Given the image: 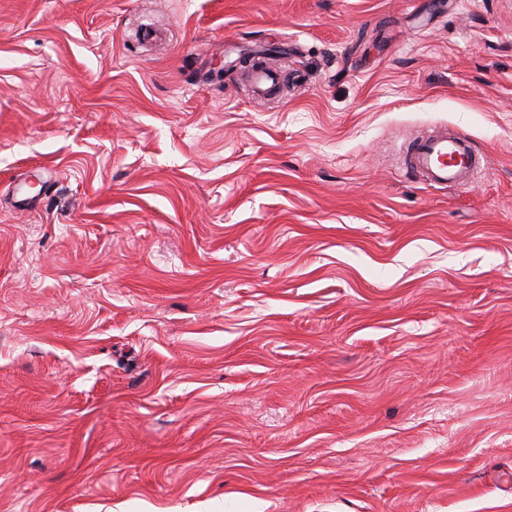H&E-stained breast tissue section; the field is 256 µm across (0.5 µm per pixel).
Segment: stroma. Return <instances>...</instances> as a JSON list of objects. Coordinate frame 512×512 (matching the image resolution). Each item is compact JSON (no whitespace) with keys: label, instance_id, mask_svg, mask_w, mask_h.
Listing matches in <instances>:
<instances>
[{"label":"stroma","instance_id":"1","mask_svg":"<svg viewBox=\"0 0 512 512\" xmlns=\"http://www.w3.org/2000/svg\"><path fill=\"white\" fill-rule=\"evenodd\" d=\"M0 512H512V0H0ZM404 166L428 185L448 188L469 185L482 171L483 162L464 135L445 129L410 141L404 152Z\"/></svg>","mask_w":512,"mask_h":512}]
</instances>
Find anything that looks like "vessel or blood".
Here are the masks:
<instances>
[{
    "instance_id": "1",
    "label": "vessel or blood",
    "mask_w": 512,
    "mask_h": 512,
    "mask_svg": "<svg viewBox=\"0 0 512 512\" xmlns=\"http://www.w3.org/2000/svg\"><path fill=\"white\" fill-rule=\"evenodd\" d=\"M404 166L434 187H464L483 169L469 140L462 134L441 131L410 141L404 152Z\"/></svg>"
}]
</instances>
